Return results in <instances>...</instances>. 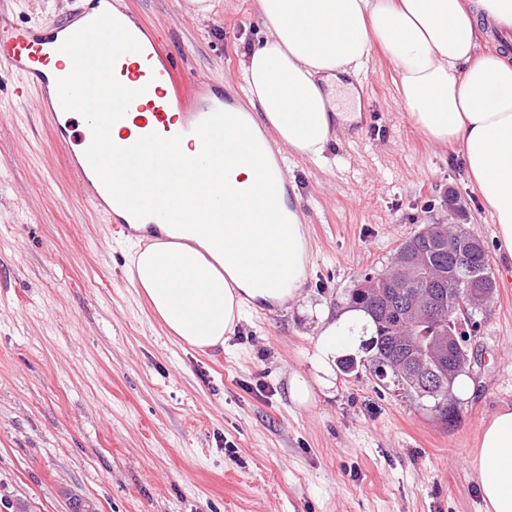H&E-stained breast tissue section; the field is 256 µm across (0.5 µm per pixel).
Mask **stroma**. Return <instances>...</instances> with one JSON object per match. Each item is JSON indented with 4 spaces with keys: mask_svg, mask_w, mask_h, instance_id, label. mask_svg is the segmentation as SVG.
<instances>
[{
    "mask_svg": "<svg viewBox=\"0 0 512 512\" xmlns=\"http://www.w3.org/2000/svg\"><path fill=\"white\" fill-rule=\"evenodd\" d=\"M120 2L161 30L171 90L210 81L237 96L240 40L263 35L254 0H219L205 18L187 0ZM85 4L0 0V26ZM17 84L0 65V512H483L470 461L512 404V260L461 146L411 122L380 51L336 91L359 116L337 124L329 165L286 154L305 219L300 298L246 305L220 349L166 333L129 277V240L87 204L67 146ZM448 222L483 242L498 284L468 341L474 392L455 424L362 368L294 405L288 381H314L322 314L422 225Z\"/></svg>",
    "mask_w": 512,
    "mask_h": 512,
    "instance_id": "stroma-1",
    "label": "stroma"
}]
</instances>
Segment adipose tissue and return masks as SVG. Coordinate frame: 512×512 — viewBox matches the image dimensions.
Wrapping results in <instances>:
<instances>
[{
	"instance_id": "obj_1",
	"label": "adipose tissue",
	"mask_w": 512,
	"mask_h": 512,
	"mask_svg": "<svg viewBox=\"0 0 512 512\" xmlns=\"http://www.w3.org/2000/svg\"><path fill=\"white\" fill-rule=\"evenodd\" d=\"M265 34L240 61L248 108L224 115V148L201 165L198 145L152 156L140 183L104 171L115 193L160 205L162 240L135 249L129 269L168 333L218 347L243 321L245 301L298 297L307 273L298 210L271 187L262 134L315 163L326 160L338 116L322 84L359 73L374 48L394 63L402 104L431 140L459 143L512 258V51H482V26L512 33V0H255ZM205 167L204 176L193 171ZM313 367L327 384L336 350L366 317L324 315ZM472 467L485 512H512V407L482 427Z\"/></svg>"
}]
</instances>
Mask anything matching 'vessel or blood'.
Wrapping results in <instances>:
<instances>
[{"label":"vessel or blood","mask_w":512,"mask_h":512,"mask_svg":"<svg viewBox=\"0 0 512 512\" xmlns=\"http://www.w3.org/2000/svg\"><path fill=\"white\" fill-rule=\"evenodd\" d=\"M111 8L112 0H92L91 6L57 23L1 29L0 65L18 77V98L36 93L54 140L74 145L71 165L82 175L84 196L107 219L113 234L120 237L128 234L134 219L116 204L87 162L84 152L92 139L89 126L85 119L62 109L56 85L57 79L65 75L58 61L62 42ZM120 21L129 25L142 46L141 53L124 56L127 85L140 89L141 94L131 103L125 117L113 125L114 142L128 146L151 133L165 137L180 134L188 142H200L203 154L219 153L222 148L219 132L224 125L223 95L213 92L206 82L199 84L189 98L168 93L173 66L159 51L160 34L128 13L122 14Z\"/></svg>","instance_id":"1"}]
</instances>
